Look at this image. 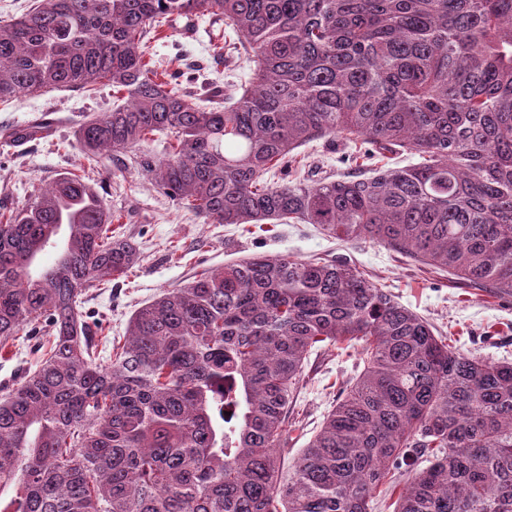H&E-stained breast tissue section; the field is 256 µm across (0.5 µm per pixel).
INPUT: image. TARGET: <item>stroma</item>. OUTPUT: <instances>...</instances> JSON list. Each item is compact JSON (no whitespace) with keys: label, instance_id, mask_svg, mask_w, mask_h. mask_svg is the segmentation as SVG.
<instances>
[{"label":"stroma","instance_id":"1","mask_svg":"<svg viewBox=\"0 0 512 512\" xmlns=\"http://www.w3.org/2000/svg\"><path fill=\"white\" fill-rule=\"evenodd\" d=\"M222 45L215 56L214 45ZM158 71L189 73L204 82L239 92L251 73L248 58L224 42V24L207 16L178 19L148 42ZM112 108V91L90 95L53 91L41 96L18 95L0 104V130L48 121L42 137L16 144L0 139V214L27 206L60 175L89 173V182L110 210L112 234L133 240L139 263L123 277L91 288L84 314L95 332L101 358L122 342L136 308L161 291L178 287L195 275L214 271L251 255L344 256L381 284L397 301L431 322L460 351L492 360L512 361V298L474 288L452 276L434 272L396 251L373 242H342L315 224H211L187 213L154 183L131 167L103 155L88 162L76 130L92 112ZM361 145L343 137L320 139L297 150L294 178L314 183L337 173L358 171ZM46 344L19 331L0 350V388L17 383L40 363ZM357 354L322 345L310 356L294 392L295 424L289 425L279 452L292 463L356 370Z\"/></svg>","mask_w":512,"mask_h":512}]
</instances>
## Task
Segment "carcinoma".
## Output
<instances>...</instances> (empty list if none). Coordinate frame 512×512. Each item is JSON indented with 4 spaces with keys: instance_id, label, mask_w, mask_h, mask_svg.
<instances>
[{
    "instance_id": "1",
    "label": "carcinoma",
    "mask_w": 512,
    "mask_h": 512,
    "mask_svg": "<svg viewBox=\"0 0 512 512\" xmlns=\"http://www.w3.org/2000/svg\"><path fill=\"white\" fill-rule=\"evenodd\" d=\"M198 14L255 62L222 106L146 59L159 18ZM106 87L84 153L195 215L317 224L512 297V0H34L0 24V103ZM158 133L163 156L135 152ZM336 135L371 169L266 178ZM111 223L76 174L0 220V347L24 326L51 343L0 398V512H373L382 485L395 512H512V363L458 351L346 260L252 255L139 307L103 365L82 304L140 260ZM339 342L362 368L285 469L304 366Z\"/></svg>"
}]
</instances>
